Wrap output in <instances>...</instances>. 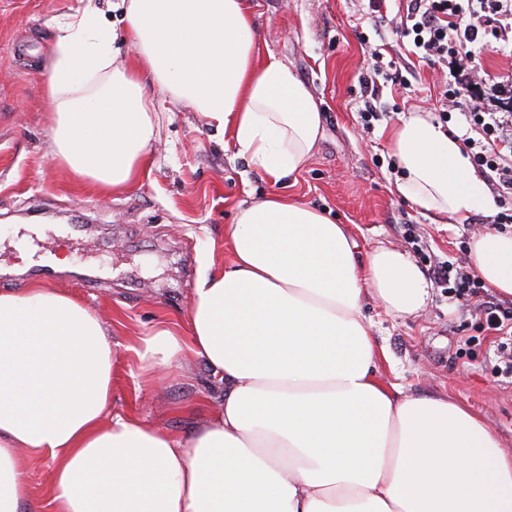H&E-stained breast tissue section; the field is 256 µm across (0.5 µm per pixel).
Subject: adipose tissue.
Listing matches in <instances>:
<instances>
[{"label":"adipose tissue","mask_w":512,"mask_h":512,"mask_svg":"<svg viewBox=\"0 0 512 512\" xmlns=\"http://www.w3.org/2000/svg\"><path fill=\"white\" fill-rule=\"evenodd\" d=\"M131 49L94 7L56 26L45 93L53 158L78 182L120 192L145 175L157 96L198 112L271 183L324 137L309 89L261 55L250 0H120ZM390 147L395 191L422 210L468 216L490 201L462 142L411 112ZM230 262L198 281L185 330L126 345L152 382L204 362L221 410L184 439L108 414L112 327L79 299L35 284L0 292V512L30 503L20 451L54 462L52 512H512V453L445 396L378 377L384 351L363 314L407 318L431 284L398 248L358 263L347 225L272 194L224 232ZM486 287L512 297V234L469 242Z\"/></svg>","instance_id":"1"}]
</instances>
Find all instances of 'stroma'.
<instances>
[{"instance_id": "obj_1", "label": "stroma", "mask_w": 512, "mask_h": 512, "mask_svg": "<svg viewBox=\"0 0 512 512\" xmlns=\"http://www.w3.org/2000/svg\"><path fill=\"white\" fill-rule=\"evenodd\" d=\"M251 2L261 52L287 63L324 113L316 154L294 176L271 184L195 112L163 99L149 176L112 195L77 184L50 156L48 50L56 22L82 9L83 0H0V292L43 282L113 323L112 408L178 437L217 412L209 370L201 363L175 366L151 387L124 347L186 315L206 264L229 263L224 228L238 205L275 192L296 196L349 225L364 253L380 245L405 248L399 226L415 224L427 246L419 262L424 270L433 260L467 261L462 242L477 224L492 221L488 212L440 218L395 193L388 134L408 113L439 111L430 91L441 74L421 63L407 66L382 87L385 116L363 125L358 110L368 45L387 60L405 56L391 24L361 44L368 0ZM471 64L488 76L476 90L484 104L512 95V53L489 47ZM364 314L389 353L378 367L382 380L470 406L512 452V378L492 377L496 336L484 330L473 305L449 300L436 287L414 316L395 319L371 302Z\"/></svg>"}]
</instances>
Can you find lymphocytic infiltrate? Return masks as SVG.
Returning <instances> with one entry per match:
<instances>
[{"instance_id":"1","label":"lymphocytic infiltrate","mask_w":512,"mask_h":512,"mask_svg":"<svg viewBox=\"0 0 512 512\" xmlns=\"http://www.w3.org/2000/svg\"><path fill=\"white\" fill-rule=\"evenodd\" d=\"M512 28V0H406L397 29L409 54L419 61L459 71L470 69L471 51L487 47ZM439 118L458 119L472 165L485 177L499 201L492 227L512 229V113L491 112L474 101L466 85L443 81L439 87ZM438 287L449 298L474 302L487 330L499 335L493 377H512V307L482 301L483 285L471 266L440 261L431 265Z\"/></svg>"}]
</instances>
